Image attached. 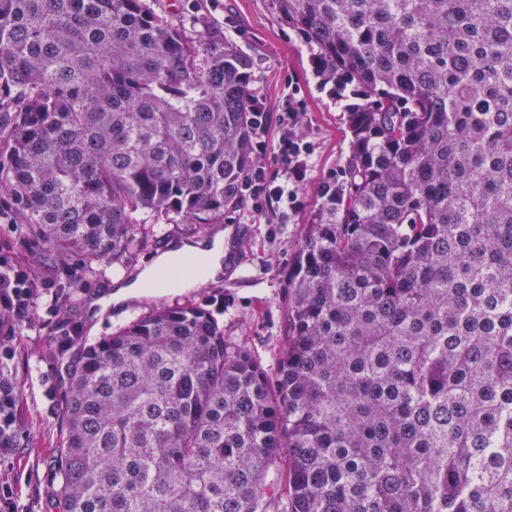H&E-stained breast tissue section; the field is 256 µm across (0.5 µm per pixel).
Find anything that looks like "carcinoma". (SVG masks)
Wrapping results in <instances>:
<instances>
[{"label":"carcinoma","instance_id":"cac0c4a2","mask_svg":"<svg viewBox=\"0 0 512 512\" xmlns=\"http://www.w3.org/2000/svg\"><path fill=\"white\" fill-rule=\"evenodd\" d=\"M154 2L0 0V449L44 305L58 512H512V0H264L357 99L273 369L194 304L75 321L86 277L212 239L253 163L250 59Z\"/></svg>","mask_w":512,"mask_h":512}]
</instances>
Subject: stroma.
I'll list each match as a JSON object with an SVG mask.
<instances>
[{
  "instance_id": "35a3bbf8",
  "label": "stroma",
  "mask_w": 512,
  "mask_h": 512,
  "mask_svg": "<svg viewBox=\"0 0 512 512\" xmlns=\"http://www.w3.org/2000/svg\"><path fill=\"white\" fill-rule=\"evenodd\" d=\"M156 9L171 17L190 39L208 31L233 40L250 55L251 87L271 112H286L291 95L302 99L304 113L297 131L310 146L309 171L296 205L275 202L257 209L245 199L225 213L223 232L230 261L220 279L181 292L148 291L113 307L105 302L110 283L91 279L77 320L86 336L95 338L156 304L194 303L218 319L226 337L246 342L269 368L283 343L288 269L315 204L314 189L338 172L349 154L344 102L330 88L320 86L310 49L267 10L264 0H158ZM36 319V328L14 345L24 380L21 404L28 442L26 447L0 453V485L13 491L9 503L0 502V512H53L55 460L62 435L60 398L55 393L58 374L39 355L56 347L59 331L46 309H39Z\"/></svg>"
}]
</instances>
